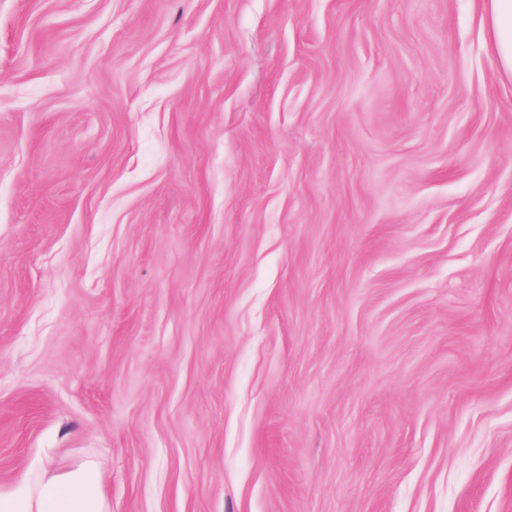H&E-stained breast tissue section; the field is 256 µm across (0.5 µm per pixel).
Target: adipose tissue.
Listing matches in <instances>:
<instances>
[{
	"label": "adipose tissue",
	"mask_w": 512,
	"mask_h": 512,
	"mask_svg": "<svg viewBox=\"0 0 512 512\" xmlns=\"http://www.w3.org/2000/svg\"><path fill=\"white\" fill-rule=\"evenodd\" d=\"M489 48L512 77V0H484ZM0 512H112L96 461L83 458L65 470L40 468L34 480L0 493Z\"/></svg>",
	"instance_id": "1"
}]
</instances>
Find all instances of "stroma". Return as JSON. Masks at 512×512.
<instances>
[{
    "label": "stroma",
    "instance_id": "stroma-1",
    "mask_svg": "<svg viewBox=\"0 0 512 512\" xmlns=\"http://www.w3.org/2000/svg\"><path fill=\"white\" fill-rule=\"evenodd\" d=\"M484 0H0V491L512 512V79ZM1 512H112L96 461L83 458L65 470L41 467L33 481L0 492Z\"/></svg>",
    "mask_w": 512,
    "mask_h": 512
}]
</instances>
